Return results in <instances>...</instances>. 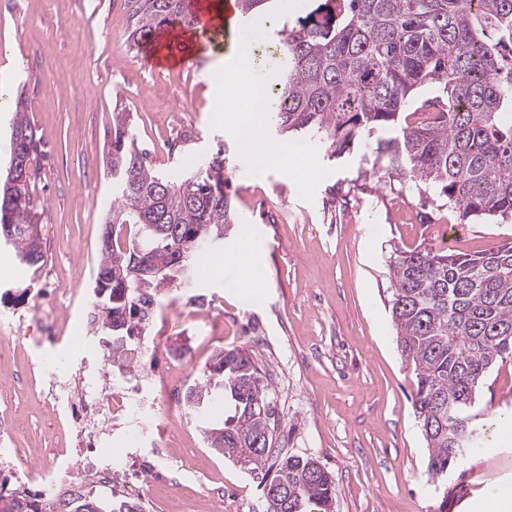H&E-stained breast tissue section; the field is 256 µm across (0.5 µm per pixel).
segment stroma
I'll return each mask as SVG.
<instances>
[{
	"label": "stroma",
	"instance_id": "obj_1",
	"mask_svg": "<svg viewBox=\"0 0 512 512\" xmlns=\"http://www.w3.org/2000/svg\"><path fill=\"white\" fill-rule=\"evenodd\" d=\"M134 0H0V87L21 92L38 143L31 169L44 203V260L22 265L0 248V337L16 345L0 365V411L12 408L17 428L0 448H51L47 400L12 380L27 364L53 358L67 380L81 357L100 352L97 334L71 307L72 339L51 345L45 322L58 318L57 288H84L93 300L102 222L112 207V177L103 162L112 113L133 115V131L155 171L203 167L225 150L231 206L251 224L257 261L202 255L191 287L160 291L170 311V348L188 351L182 376L199 381L219 350L243 347L261 367L278 421L276 450L309 457L330 472L334 512H494L490 495L512 497V361L483 379L476 406L493 423L486 447L446 480L430 479L428 449L412 396L414 365L400 353L392 323L390 265L417 248L476 253L512 242V219L460 223L433 193L372 168L354 144L328 158L320 140L268 127L274 147L264 165L237 131L238 117L218 111L238 81L225 75L237 37L203 28L187 51L192 66L156 67L155 54L130 48ZM191 140L181 153L172 140ZM222 268L214 277L213 268ZM206 298L210 322L183 314L190 296ZM151 424L112 433V446L137 460L152 438L171 450L159 465L176 481L184 512H263L257 476L206 444L205 423L228 413L220 398L169 414L159 386L145 387Z\"/></svg>",
	"mask_w": 512,
	"mask_h": 512
}]
</instances>
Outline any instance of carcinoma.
I'll return each mask as SVG.
<instances>
[{
    "instance_id": "obj_1",
    "label": "carcinoma",
    "mask_w": 512,
    "mask_h": 512,
    "mask_svg": "<svg viewBox=\"0 0 512 512\" xmlns=\"http://www.w3.org/2000/svg\"><path fill=\"white\" fill-rule=\"evenodd\" d=\"M271 0H238L246 21L267 19ZM324 22L301 19L276 31L278 60L268 112L282 133L310 134L341 156L356 140H377L373 166L398 174L458 210L460 221L512 217V0H323ZM128 39L154 41L171 20L191 23L186 0H136ZM441 95L407 111L416 90ZM423 112L427 121L411 120ZM12 131L20 135L24 167L15 185L0 183V245L20 263L44 261L41 205L30 163L35 133L17 99ZM106 162L116 194L100 245L95 289L96 333L112 329V358L132 367L123 336L141 334L144 294L138 263L153 261L193 281L209 240L233 224L224 178V149L204 167L165 175L139 147L130 114L112 115ZM134 229L122 235L125 227ZM392 318L401 355L418 371L414 408L429 449L428 473L448 476L463 457L487 443L472 424L477 388L497 362L512 360V246L478 254L415 249L391 265ZM224 394L232 415L205 429L207 447L235 458L261 454L267 508L330 512L331 474L310 458L283 454L269 462L274 418L261 370L240 347L223 349L188 391L197 408L209 392ZM0 512H143L142 505L83 492L55 504L26 490L0 489Z\"/></svg>"
}]
</instances>
